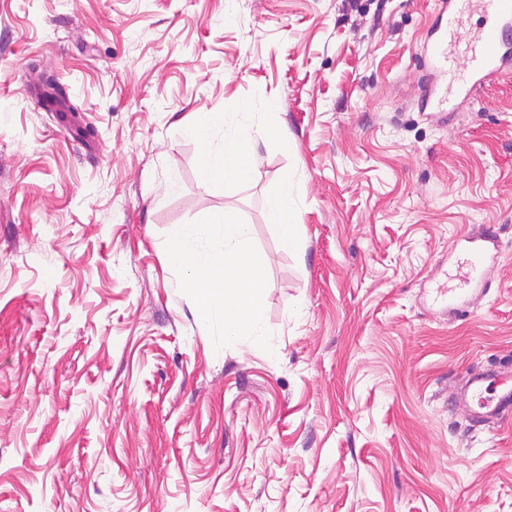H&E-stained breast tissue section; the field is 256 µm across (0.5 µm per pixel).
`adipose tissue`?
<instances>
[{"label": "adipose tissue", "mask_w": 512, "mask_h": 512, "mask_svg": "<svg viewBox=\"0 0 512 512\" xmlns=\"http://www.w3.org/2000/svg\"><path fill=\"white\" fill-rule=\"evenodd\" d=\"M256 117L248 111L211 112L205 120L209 144L205 159L208 177L221 180L234 167L240 152L251 149ZM296 182L284 177L266 202L270 223L276 224L285 249L298 248L294 211ZM176 261L191 271L189 285L199 290L210 320L225 336L257 335L262 308V284L254 274V251L248 225L225 212L201 224H184L173 235Z\"/></svg>", "instance_id": "obj_1"}]
</instances>
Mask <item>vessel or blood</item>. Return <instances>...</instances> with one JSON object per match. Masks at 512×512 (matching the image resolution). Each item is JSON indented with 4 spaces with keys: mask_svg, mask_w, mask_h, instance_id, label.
Wrapping results in <instances>:
<instances>
[{
    "mask_svg": "<svg viewBox=\"0 0 512 512\" xmlns=\"http://www.w3.org/2000/svg\"><path fill=\"white\" fill-rule=\"evenodd\" d=\"M483 2L492 22L482 30L478 49L469 67L449 69L447 93L429 95L425 101L426 108L443 110L449 94L461 92L469 82L482 83L497 77L502 73L504 65L512 61V0ZM470 250L472 281L478 285L486 277V262L490 251L488 239H471ZM502 383L500 371L493 368L468 376L466 388L478 400V408L472 413L474 419L500 421L512 417V388H503Z\"/></svg>",
    "mask_w": 512,
    "mask_h": 512,
    "instance_id": "vessel-or-blood-1",
    "label": "vessel or blood"
}]
</instances>
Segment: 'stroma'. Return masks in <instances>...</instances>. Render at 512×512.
I'll list each match as a JSON object with an SVG mask.
<instances>
[{
    "instance_id": "stroma-1",
    "label": "stroma",
    "mask_w": 512,
    "mask_h": 512,
    "mask_svg": "<svg viewBox=\"0 0 512 512\" xmlns=\"http://www.w3.org/2000/svg\"><path fill=\"white\" fill-rule=\"evenodd\" d=\"M479 3L0 0V512H512V418L460 396L512 376V74L419 106L441 15L463 68ZM242 108L260 162L209 180L183 128ZM287 175L298 250L265 210ZM224 210L257 336L170 254ZM473 259L470 262L472 281L481 284L486 277V262L490 251V241L485 238H471L469 241ZM503 384L501 372L487 368L476 374H470L466 380L467 391L472 397L478 398V409L472 412L476 420L500 421L512 414V388L497 391ZM492 392V396L484 397V393Z\"/></svg>"
}]
</instances>
